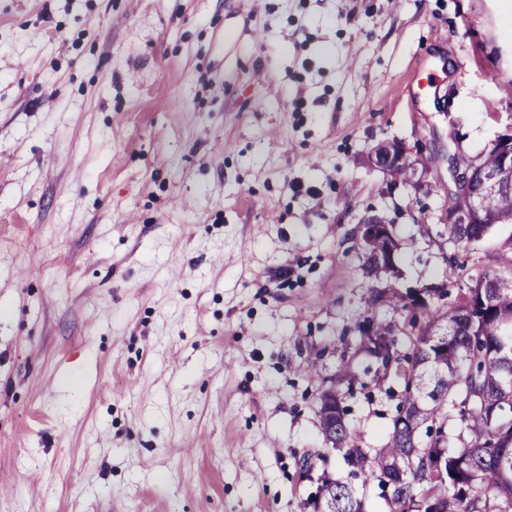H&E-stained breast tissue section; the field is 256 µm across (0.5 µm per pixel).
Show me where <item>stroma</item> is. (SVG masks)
Returning a JSON list of instances; mask_svg holds the SVG:
<instances>
[{
	"mask_svg": "<svg viewBox=\"0 0 512 512\" xmlns=\"http://www.w3.org/2000/svg\"><path fill=\"white\" fill-rule=\"evenodd\" d=\"M511 134L503 0H0V512H315L342 359L359 446L402 398L375 291L512 267V224L448 239ZM407 161L406 148L398 143L385 141L378 144L371 153L370 162L373 167L394 173Z\"/></svg>",
	"mask_w": 512,
	"mask_h": 512,
	"instance_id": "obj_1",
	"label": "stroma"
}]
</instances>
